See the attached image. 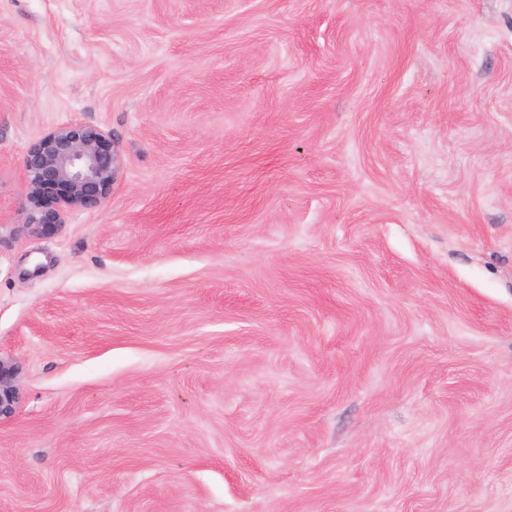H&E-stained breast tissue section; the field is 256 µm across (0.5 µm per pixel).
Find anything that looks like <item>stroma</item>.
<instances>
[{
	"mask_svg": "<svg viewBox=\"0 0 512 512\" xmlns=\"http://www.w3.org/2000/svg\"><path fill=\"white\" fill-rule=\"evenodd\" d=\"M0 356V512H512V0H0ZM118 159L98 127L71 123L46 133L26 150L23 176L28 209L25 227L41 233L64 224L69 209L95 208L112 196ZM64 192L52 207L45 203L48 189ZM16 378L15 364L0 357V420L15 413L19 401Z\"/></svg>",
	"mask_w": 512,
	"mask_h": 512,
	"instance_id": "obj_1",
	"label": "stroma"
}]
</instances>
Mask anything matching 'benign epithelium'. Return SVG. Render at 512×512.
I'll list each match as a JSON object with an SVG mask.
<instances>
[{"label":"benign epithelium","mask_w":512,"mask_h":512,"mask_svg":"<svg viewBox=\"0 0 512 512\" xmlns=\"http://www.w3.org/2000/svg\"><path fill=\"white\" fill-rule=\"evenodd\" d=\"M118 159L98 127L71 123L46 133L26 150L23 176L28 209L25 227L41 233L64 223L69 209L95 208L112 196ZM63 190L57 206L45 203L49 189ZM14 363L0 358V420L15 413L19 394Z\"/></svg>","instance_id":"7a95c632"}]
</instances>
